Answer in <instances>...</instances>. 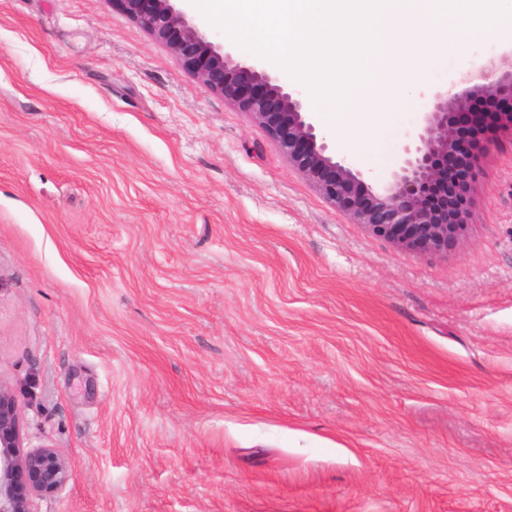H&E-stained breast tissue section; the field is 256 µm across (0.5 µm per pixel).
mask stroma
Listing matches in <instances>:
<instances>
[{"label": "stroma", "mask_w": 512, "mask_h": 512, "mask_svg": "<svg viewBox=\"0 0 512 512\" xmlns=\"http://www.w3.org/2000/svg\"><path fill=\"white\" fill-rule=\"evenodd\" d=\"M471 201L405 251L113 0H0V382L71 470L35 512H512V139Z\"/></svg>", "instance_id": "1"}]
</instances>
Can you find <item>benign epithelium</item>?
<instances>
[{
    "instance_id": "1",
    "label": "benign epithelium",
    "mask_w": 512,
    "mask_h": 512,
    "mask_svg": "<svg viewBox=\"0 0 512 512\" xmlns=\"http://www.w3.org/2000/svg\"><path fill=\"white\" fill-rule=\"evenodd\" d=\"M164 44L207 91L236 105L261 127L316 190L373 235L418 255L446 254L467 228L468 193L480 161L512 134V69H484L460 88L420 92L421 123L404 145L391 180L367 183L336 159L313 122L308 99L259 62L248 64L211 42L178 0H116ZM70 466L57 448H24L12 390L0 383V512H34L39 496L66 487Z\"/></svg>"
}]
</instances>
